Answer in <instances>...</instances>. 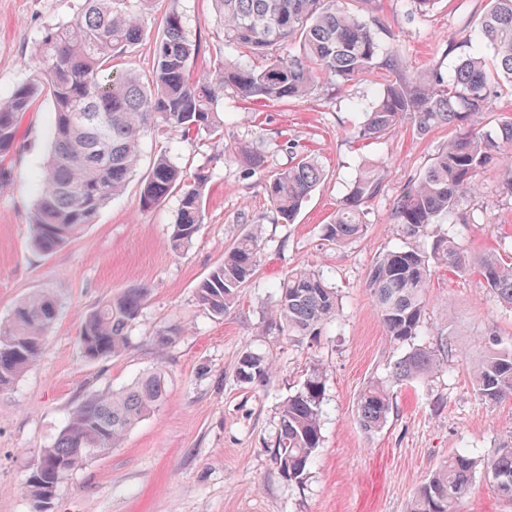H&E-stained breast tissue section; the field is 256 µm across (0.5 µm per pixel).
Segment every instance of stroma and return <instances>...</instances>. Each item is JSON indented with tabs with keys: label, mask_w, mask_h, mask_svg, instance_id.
Listing matches in <instances>:
<instances>
[{
	"label": "stroma",
	"mask_w": 512,
	"mask_h": 512,
	"mask_svg": "<svg viewBox=\"0 0 512 512\" xmlns=\"http://www.w3.org/2000/svg\"><path fill=\"white\" fill-rule=\"evenodd\" d=\"M82 0H0V97L26 80V62L47 29L70 20ZM360 18L376 15L388 33L383 53L397 57L406 74L436 67L453 77L468 55L491 56L487 43L470 39L486 0H438L428 14L409 0H344ZM201 45L195 69L204 71L223 31L210 20L208 0H154L146 35L129 48L127 67L147 72L161 19L169 9ZM379 87L370 81L325 84L301 102L247 104L224 95V140H183L154 132L141 140V161L123 195L63 248H33L30 225L39 194L53 123L42 100L20 123L19 148L0 166L10 176L0 189V321L33 293L51 294L59 314L47 346L31 369L0 390V512H33L24 479L43 448L52 445L72 409L86 396L125 386L142 373L162 371L165 401L144 417L122 445L93 458L66 477L47 512H409L418 487L449 455L482 459L512 442V399L482 400L468 367L491 349L512 347V308L498 302L478 274L433 268L420 344L439 350L443 369L423 380L393 386L390 413L375 434L356 419L357 397L371 381H386L406 346L386 337L366 284L383 253L406 239L392 220L396 198L430 164L448 133L419 139L399 130L375 143L357 138L361 114ZM295 140L320 162L324 176L294 223L272 210L259 176L224 159L225 146L246 141L264 154L268 170L288 165L281 150ZM187 169L205 167L203 222L191 247L171 251L167 239L180 198L160 206L139 204V185L157 155ZM374 171L378 193L366 205L364 235L336 245L324 237L341 198L356 177ZM476 193L462 196L465 223L441 217L422 238L431 249L453 238L477 255L512 242V198L501 192L499 170L477 177ZM263 227L259 265L234 307L215 317L196 301L195 288L249 225ZM321 271L335 288L338 312L317 339L295 341L259 327L275 300L274 286L300 264ZM148 291L121 356L90 362L78 349L85 315L106 296ZM170 325L183 329L167 349L154 341ZM265 352L274 373L262 387L236 377L241 354ZM325 368L322 444L302 483L281 473L269 445L280 404L300 387L307 371Z\"/></svg>",
	"instance_id": "obj_1"
}]
</instances>
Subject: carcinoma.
<instances>
[{"label": "carcinoma", "mask_w": 512, "mask_h": 512, "mask_svg": "<svg viewBox=\"0 0 512 512\" xmlns=\"http://www.w3.org/2000/svg\"><path fill=\"white\" fill-rule=\"evenodd\" d=\"M153 0H83L69 21L51 29L34 49L49 59L6 98L0 97V154L16 149L21 116L42 96L53 105L52 147L40 183L32 230L34 247L53 252L92 223L98 211L119 195L135 172L144 132L156 128L189 139L202 133L222 137L224 92L244 102L303 100L321 82L343 84L380 70L382 87L365 112L359 138L378 141L408 125L425 137L439 128L449 131L421 176L411 181L393 206L394 223L410 239L428 235L442 215L455 213L458 200L476 191L477 175L496 168L503 193L512 197V117L500 121L498 137L478 130L494 90L512 88V0H486L473 35L493 46L492 62L479 55L464 58L454 78L445 80L436 68L416 75L403 73L399 62L380 58L382 24L368 23L337 6L339 0H210L211 19L224 32V42L245 56H262L265 64L250 65L215 54L213 63L195 73L200 45L186 33L183 17L171 9L162 18L151 70L143 74L123 68L121 51L139 43ZM299 41V57L276 54L281 45ZM290 162L270 172L262 187L276 214L291 223L323 177L321 165L287 141ZM224 159L245 165L253 175L263 170L264 157L248 142L224 152ZM205 168L188 173L170 157L156 159L140 187L142 209H152L177 190L180 208L168 247H190L203 220ZM379 189L368 173L354 180L326 225L327 240L346 244L365 230V204ZM262 227L241 235L200 282L197 300L214 316L235 304L240 288L254 276L260 258ZM446 264L461 273L475 272L498 301L512 308V257L499 252L464 253L451 239H440L431 252L409 243L378 257L368 272L388 339L412 344L392 375V382L426 378L443 361L435 351L412 340L420 335L425 315V290L432 264ZM147 298L137 288L109 295L86 316L78 348L87 361L123 354L129 330ZM338 306L336 291L320 272L300 266L276 286V300L267 327L295 340L317 337ZM56 319V303L35 294L17 304L0 322V388L22 376L44 351ZM274 367L269 357L245 351L236 375L243 384H267ZM470 375L480 397L488 402L512 398V349L492 350L472 365ZM323 371L309 370L300 389L278 412L271 454L280 471L300 482L322 441ZM159 371L137 378L118 390L90 395L69 413L64 428L25 480L35 512H46L61 481L96 452L120 446L129 431L167 397ZM390 387L370 382L359 394L357 419L364 432H378L386 423ZM482 466L498 496L512 500V445L492 450L481 462L463 453L448 456L418 488L410 512H461L476 466Z\"/></svg>", "instance_id": "obj_1"}]
</instances>
